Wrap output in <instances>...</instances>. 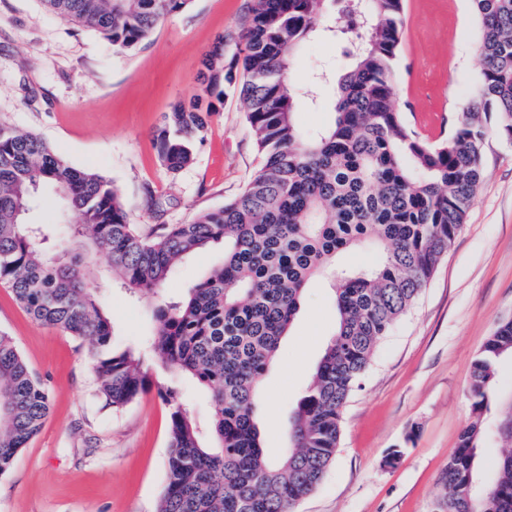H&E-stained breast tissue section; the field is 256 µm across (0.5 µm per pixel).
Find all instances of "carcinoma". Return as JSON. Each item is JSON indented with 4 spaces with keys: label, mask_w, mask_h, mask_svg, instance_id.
<instances>
[{
    "label": "carcinoma",
    "mask_w": 512,
    "mask_h": 512,
    "mask_svg": "<svg viewBox=\"0 0 512 512\" xmlns=\"http://www.w3.org/2000/svg\"><path fill=\"white\" fill-rule=\"evenodd\" d=\"M192 0H40L58 18L92 31L118 51L148 40ZM481 25L477 89L453 132L431 141L396 103L394 76L404 0H250L237 32L205 56L204 94L233 85L263 155L237 198L187 224L142 231L102 175L76 169L39 135L0 124V283L37 323L86 343L98 397L122 407L152 390L169 407L167 481L158 512H295L334 461L341 413L379 340L414 304L463 224L481 184L485 122L512 140V0H470ZM317 36L347 41L352 62L322 70L307 89L287 81L293 60ZM233 64L224 66L228 44ZM335 91L333 124L316 135L296 106ZM212 103L180 104L156 135L171 173L193 161ZM49 185L77 228L44 246V225L27 224L38 189ZM224 245V261L183 297L153 311L155 332L136 347L113 342L112 322L85 279L84 258L109 257L112 278L134 294L158 293L184 257ZM371 247L368 269L338 266L340 254ZM333 280L337 329L288 427V446L270 462L255 422L259 383L295 320L310 280ZM512 354V320L500 323L473 362L472 420L440 482L450 512H512V450L481 478L483 416L497 365ZM207 389L215 403L204 437L180 383L154 377L153 360ZM50 411L12 337L0 334V473L39 433Z\"/></svg>",
    "instance_id": "carcinoma-1"
}]
</instances>
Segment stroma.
<instances>
[{
  "instance_id": "35a3bbf8",
  "label": "stroma",
  "mask_w": 512,
  "mask_h": 512,
  "mask_svg": "<svg viewBox=\"0 0 512 512\" xmlns=\"http://www.w3.org/2000/svg\"><path fill=\"white\" fill-rule=\"evenodd\" d=\"M248 5L192 0L147 42L119 52L38 0H0V124L36 133L71 166L111 180L131 223H189L239 195L261 165L246 107L226 90L193 163L176 174L161 164L155 137L173 104L199 94L205 55L238 30ZM479 40L470 0H405L396 100L420 135L433 138L457 124L480 79ZM346 61L345 45L314 39L290 79L303 87L319 67L339 70ZM223 260L219 245L186 257L157 297L110 279L103 252L85 276L99 290L115 341L134 346L153 334L161 298L185 293ZM509 319L512 144L491 129L476 200L415 304L378 343L342 411L335 461L296 512H437L441 474L471 417L473 361ZM0 331L13 336L51 397L42 430L0 475V512H156L169 441V408L157 392L118 410L103 407L84 348L33 321L3 284ZM335 332L333 285L313 279L262 379L257 417L270 457L287 446L289 419ZM511 408L508 356L486 415V459L505 447L497 430ZM394 451L400 457L391 465Z\"/></svg>"
}]
</instances>
